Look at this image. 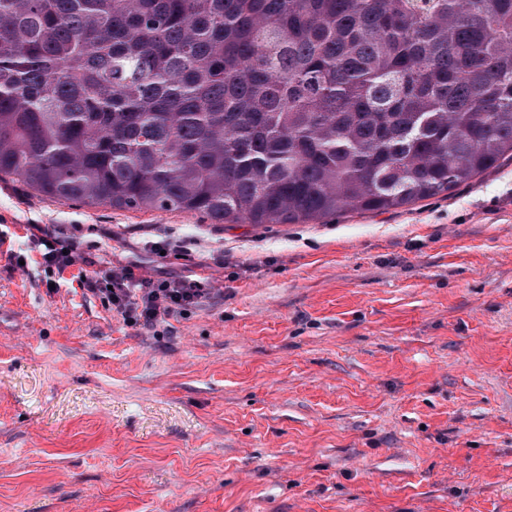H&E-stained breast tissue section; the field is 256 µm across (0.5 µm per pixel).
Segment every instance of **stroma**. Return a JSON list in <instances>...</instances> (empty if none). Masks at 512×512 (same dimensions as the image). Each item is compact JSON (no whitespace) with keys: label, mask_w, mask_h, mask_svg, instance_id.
<instances>
[{"label":"stroma","mask_w":512,"mask_h":512,"mask_svg":"<svg viewBox=\"0 0 512 512\" xmlns=\"http://www.w3.org/2000/svg\"><path fill=\"white\" fill-rule=\"evenodd\" d=\"M1 224L213 294L155 336L0 256V512H512V160L319 224L0 181ZM165 238L198 245L145 250ZM193 246H197L194 239H166L161 242L152 243L150 249L160 258H167L171 254L178 258L179 256L188 253ZM161 251H165V255H161Z\"/></svg>","instance_id":"stroma-1"}]
</instances>
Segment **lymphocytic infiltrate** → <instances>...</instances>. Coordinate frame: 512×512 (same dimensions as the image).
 <instances>
[{"mask_svg":"<svg viewBox=\"0 0 512 512\" xmlns=\"http://www.w3.org/2000/svg\"><path fill=\"white\" fill-rule=\"evenodd\" d=\"M20 235L31 245V263L43 268L51 284L78 285L83 295L98 297L131 328L154 329L168 318L186 315L199 308L208 293L193 271L161 279L136 262L98 268L94 258L79 251L74 237L43 224H26L18 232L0 228V248L15 266L21 258L12 243Z\"/></svg>","mask_w":512,"mask_h":512,"instance_id":"obj_1","label":"lymphocytic infiltrate"}]
</instances>
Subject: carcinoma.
Listing matches in <instances>:
<instances>
[{"label": "carcinoma", "instance_id": "carcinoma-1", "mask_svg": "<svg viewBox=\"0 0 512 512\" xmlns=\"http://www.w3.org/2000/svg\"><path fill=\"white\" fill-rule=\"evenodd\" d=\"M512 159V0H0V177L307 224Z\"/></svg>", "mask_w": 512, "mask_h": 512}]
</instances>
